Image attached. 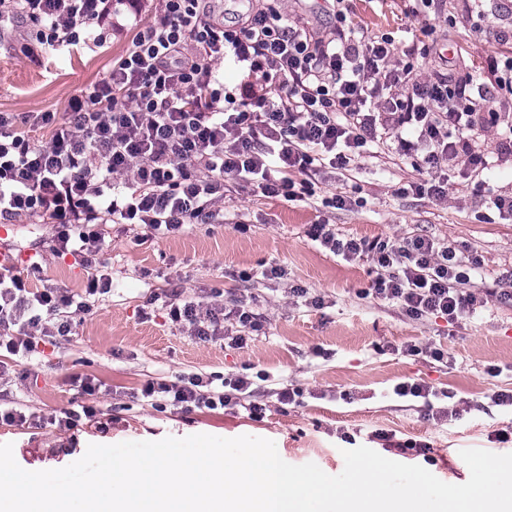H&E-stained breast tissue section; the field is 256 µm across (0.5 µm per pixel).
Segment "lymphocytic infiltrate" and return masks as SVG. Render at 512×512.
Returning <instances> with one entry per match:
<instances>
[{"mask_svg":"<svg viewBox=\"0 0 512 512\" xmlns=\"http://www.w3.org/2000/svg\"><path fill=\"white\" fill-rule=\"evenodd\" d=\"M220 0H161L156 21L141 24L123 57L92 88L72 95L62 118L36 113L51 128L32 140L0 113V217H44L56 224V251L79 256L89 269L88 294L109 293L101 258L106 223L142 224L149 235L178 233L187 224L224 221V178L264 195L294 201L312 195L315 177L347 168L370 143L391 137L394 151L443 170L467 161L488 165L473 135L501 127V153L512 156V120L496 112L512 97V57L492 58L487 74L451 72L415 79L413 59L396 60L395 40L316 38L300 22L249 9L235 26L216 22ZM113 0H0V18L21 13L40 24L39 38L57 50L79 44L80 31L112 16ZM233 63L237 93L219 87L215 69ZM310 235L330 253L374 264L372 293L409 315L458 320L478 303L466 288L467 268L448 245L421 236L337 237L327 224ZM173 322L205 341L244 346V328L259 323L247 297L201 308L167 293ZM87 302L61 288L30 289L21 273H0V352L27 359L44 337L65 336ZM211 378L193 373L173 384H147L190 412L239 406L258 418L245 374Z\"/></svg>","mask_w":512,"mask_h":512,"instance_id":"f902f5d3","label":"lymphocytic infiltrate"}]
</instances>
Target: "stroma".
Instances as JSON below:
<instances>
[{
  "mask_svg": "<svg viewBox=\"0 0 512 512\" xmlns=\"http://www.w3.org/2000/svg\"><path fill=\"white\" fill-rule=\"evenodd\" d=\"M282 14L303 18L319 37L336 36L331 0H267ZM357 28L373 38L390 34L399 52L412 51L422 27L446 43L447 55L463 73L479 70L495 55L512 56V0L480 19L479 0H447L449 23L420 16L418 0H355ZM133 26L112 31L102 46L55 54L40 45L25 19L0 22V112L24 119L31 112H65L71 94L103 78L134 38ZM489 166L479 178L465 165L448 174V197L439 201L409 192L419 173L413 160L389 147L374 146L331 182L316 183L314 197L288 201L268 197L232 176L224 178L223 224H192L184 233L145 240L141 224H107L106 258L112 290L94 302L70 335L40 344L35 359L9 364L0 375V405L35 416L33 426L0 423V444L14 446L18 465L28 471L60 469L80 459L88 445L158 441L168 436L242 435L275 442L292 465L314 463L335 476L344 469L343 450L367 446L387 459L419 465L449 484H462L469 469L461 450L512 452L499 443L512 428V407L494 397L512 392V221L478 222L481 201L476 182L512 196V157L500 156L498 134H479ZM346 193L356 206H327ZM314 224L333 225L344 238L402 239L426 235L451 245L462 261H475L471 291L485 294L483 306L448 323L429 316L414 319L399 303L370 294L374 275L367 260L346 262L311 239ZM56 227L39 218L10 220L0 234V253L23 272L38 264L33 288L58 287L85 295L89 271L79 258L55 252ZM284 268L281 278L264 276ZM178 289L207 305L248 296L260 327L244 347L209 342L175 326L167 309L151 303L155 294ZM307 289L321 306L292 296ZM419 354L410 355L405 345ZM444 352L443 360L430 349ZM246 374L261 382L267 409L263 418L244 410L169 405L159 409L132 399L146 382L175 383L180 375ZM75 374L99 385L86 398L72 384ZM423 383L437 390L432 402L398 396V383ZM302 390L298 402L276 396L283 385ZM92 400L95 420L68 430L49 419ZM459 410V418L435 420L432 408ZM428 451H420V444Z\"/></svg>",
  "mask_w": 512,
  "mask_h": 512,
  "instance_id": "obj_1",
  "label": "stroma"
}]
</instances>
